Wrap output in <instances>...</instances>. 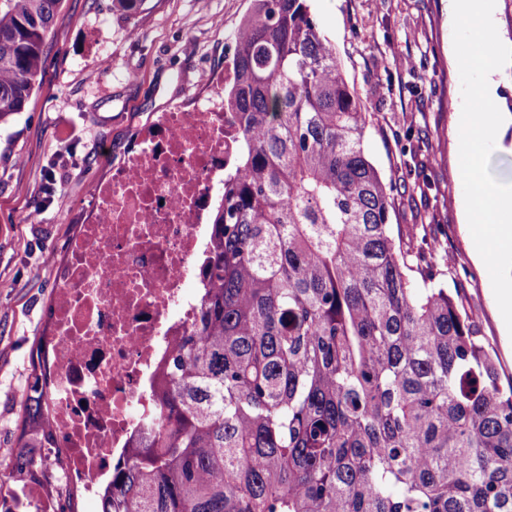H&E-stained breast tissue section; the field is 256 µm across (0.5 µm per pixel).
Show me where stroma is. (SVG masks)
<instances>
[{
    "label": "stroma",
    "mask_w": 512,
    "mask_h": 512,
    "mask_svg": "<svg viewBox=\"0 0 512 512\" xmlns=\"http://www.w3.org/2000/svg\"><path fill=\"white\" fill-rule=\"evenodd\" d=\"M252 0H145L134 13L112 0H62L47 39L42 75L23 112L0 125V478L73 512H100L61 480L54 453L20 465L31 352L46 341L55 280L92 191L128 153L132 137L170 106L208 94L202 76L228 72L233 34ZM368 116L365 149L391 182L396 237H426L443 271L512 378V333L486 267L460 215L461 80L453 60L448 0H310ZM413 69L396 71L393 53ZM111 67H102V60ZM41 221L29 223L33 212Z\"/></svg>",
    "instance_id": "stroma-1"
}]
</instances>
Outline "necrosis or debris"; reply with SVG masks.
I'll return each mask as SVG.
<instances>
[{"label": "necrosis or debris", "mask_w": 512, "mask_h": 512, "mask_svg": "<svg viewBox=\"0 0 512 512\" xmlns=\"http://www.w3.org/2000/svg\"><path fill=\"white\" fill-rule=\"evenodd\" d=\"M235 143L222 93L160 113L95 185L94 216L69 245L45 362L63 478L86 493L152 430L153 386L194 317L186 283Z\"/></svg>", "instance_id": "obj_1"}]
</instances>
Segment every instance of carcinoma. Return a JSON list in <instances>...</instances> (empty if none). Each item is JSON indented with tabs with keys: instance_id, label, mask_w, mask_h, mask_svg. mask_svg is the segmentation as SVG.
Listing matches in <instances>:
<instances>
[{
	"instance_id": "cac0c4a2",
	"label": "carcinoma",
	"mask_w": 512,
	"mask_h": 512,
	"mask_svg": "<svg viewBox=\"0 0 512 512\" xmlns=\"http://www.w3.org/2000/svg\"><path fill=\"white\" fill-rule=\"evenodd\" d=\"M61 0H0V122L25 109ZM214 241L147 447L101 512H512V381L425 257L307 0H252L236 34ZM43 345L23 448H55Z\"/></svg>"
}]
</instances>
